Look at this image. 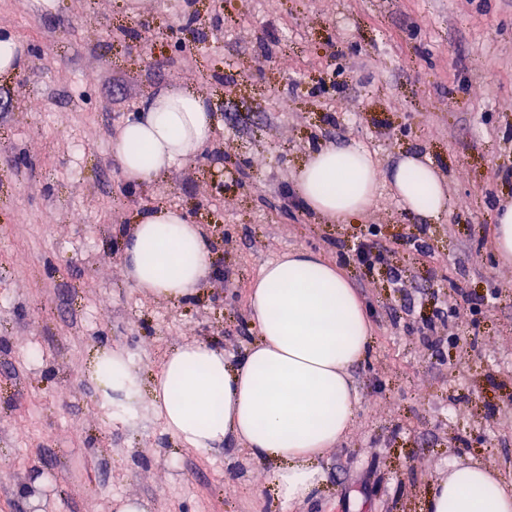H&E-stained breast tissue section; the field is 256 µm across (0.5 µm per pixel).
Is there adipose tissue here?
I'll use <instances>...</instances> for the list:
<instances>
[{
	"instance_id": "adipose-tissue-1",
	"label": "adipose tissue",
	"mask_w": 512,
	"mask_h": 512,
	"mask_svg": "<svg viewBox=\"0 0 512 512\" xmlns=\"http://www.w3.org/2000/svg\"><path fill=\"white\" fill-rule=\"evenodd\" d=\"M214 132L212 108L190 87L154 94L112 142L130 186L193 158ZM387 181L403 210L422 221L447 205L438 171L408 155L379 175L362 147L327 145L310 152L292 176L310 212L331 222L367 211ZM124 277L139 293L163 300L194 297L212 272L199 225L177 208L143 214L123 238ZM248 315L256 338L236 363L210 340L174 348L156 375L149 403L167 433L185 447L220 450L238 441L265 464L280 497H318L326 453L350 431L357 410L351 368L367 355V306L336 264L297 249L267 263L250 286ZM102 398L123 391L131 370L121 351H97L89 366ZM426 512H512V490L481 465L451 467L436 479Z\"/></svg>"
}]
</instances>
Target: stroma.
<instances>
[{"label": "stroma", "mask_w": 512, "mask_h": 512, "mask_svg": "<svg viewBox=\"0 0 512 512\" xmlns=\"http://www.w3.org/2000/svg\"><path fill=\"white\" fill-rule=\"evenodd\" d=\"M0 33L27 51L0 73V512H32L20 487L38 473L47 512L122 497L146 512H424L455 463L512 489V265L490 245L512 202V0H0ZM185 85L210 100L211 140L128 187L117 129ZM352 143L384 171L430 161L440 220L409 219L385 186L340 224L306 210L295 169ZM159 205L214 252L187 303L122 275L124 232ZM300 248L346 257L373 343L322 492L288 505L235 441L183 447L146 393L176 346L215 337L236 361L250 282ZM104 345L129 361L132 398L106 402L90 379Z\"/></svg>", "instance_id": "stroma-1"}]
</instances>
